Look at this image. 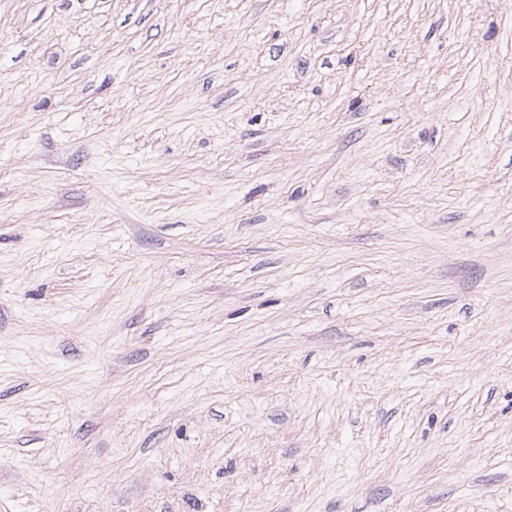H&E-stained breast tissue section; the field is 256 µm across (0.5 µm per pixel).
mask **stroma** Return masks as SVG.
I'll use <instances>...</instances> for the list:
<instances>
[{
  "label": "stroma",
  "mask_w": 512,
  "mask_h": 512,
  "mask_svg": "<svg viewBox=\"0 0 512 512\" xmlns=\"http://www.w3.org/2000/svg\"><path fill=\"white\" fill-rule=\"evenodd\" d=\"M0 512H512V0H0Z\"/></svg>",
  "instance_id": "obj_1"
}]
</instances>
